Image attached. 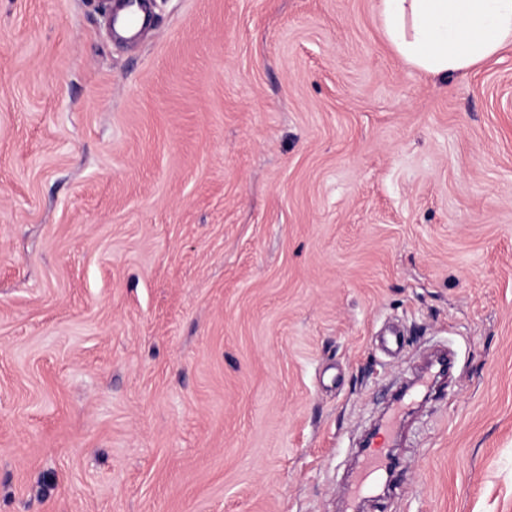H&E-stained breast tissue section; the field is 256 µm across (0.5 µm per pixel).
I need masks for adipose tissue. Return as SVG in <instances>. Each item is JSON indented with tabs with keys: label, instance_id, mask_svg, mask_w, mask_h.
<instances>
[{
	"label": "adipose tissue",
	"instance_id": "adipose-tissue-1",
	"mask_svg": "<svg viewBox=\"0 0 512 512\" xmlns=\"http://www.w3.org/2000/svg\"><path fill=\"white\" fill-rule=\"evenodd\" d=\"M396 53L431 75L471 68L512 44V0H380Z\"/></svg>",
	"mask_w": 512,
	"mask_h": 512
}]
</instances>
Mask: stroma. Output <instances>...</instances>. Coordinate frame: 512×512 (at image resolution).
Returning <instances> with one entry per match:
<instances>
[{
    "label": "stroma",
    "instance_id": "1",
    "mask_svg": "<svg viewBox=\"0 0 512 512\" xmlns=\"http://www.w3.org/2000/svg\"><path fill=\"white\" fill-rule=\"evenodd\" d=\"M108 3L0 0V512H344L392 417L365 512H512V44L443 79L379 0Z\"/></svg>",
    "mask_w": 512,
    "mask_h": 512
}]
</instances>
